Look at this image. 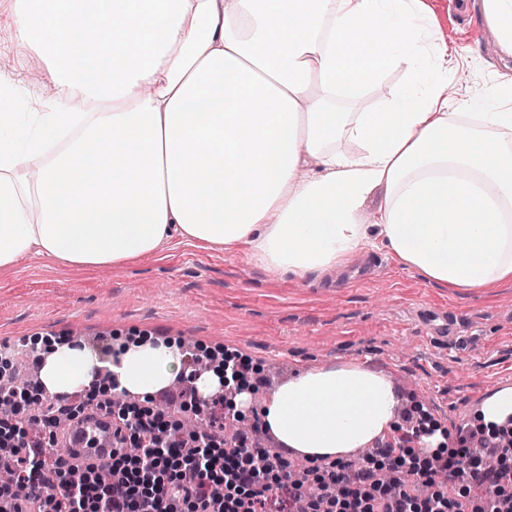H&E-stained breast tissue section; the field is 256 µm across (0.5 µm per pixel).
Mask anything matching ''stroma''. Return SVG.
Segmentation results:
<instances>
[{"mask_svg":"<svg viewBox=\"0 0 512 512\" xmlns=\"http://www.w3.org/2000/svg\"><path fill=\"white\" fill-rule=\"evenodd\" d=\"M435 36L453 49L455 78L448 92L458 111L494 79L512 76L486 23L480 0H427ZM0 73L17 96L0 100L7 112H40L51 91L45 65L3 36ZM166 259L146 258L74 276L50 259L24 256L0 270V351L24 358L29 341L91 338L111 343L137 335L178 339L189 350H228L248 358L258 377L287 382L298 372L336 363H364L390 376L403 410L419 408L456 439L478 424L484 401L512 388V282L477 293L436 286L372 252L337 276L273 275L237 249L186 244L166 247ZM436 307L456 318L454 336L440 340L415 318Z\"/></svg>","mask_w":512,"mask_h":512,"instance_id":"obj_1","label":"stroma"}]
</instances>
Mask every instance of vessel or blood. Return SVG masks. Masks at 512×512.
I'll use <instances>...</instances> for the list:
<instances>
[{
  "instance_id": "b4317fda",
  "label": "vessel or blood",
  "mask_w": 512,
  "mask_h": 512,
  "mask_svg": "<svg viewBox=\"0 0 512 512\" xmlns=\"http://www.w3.org/2000/svg\"><path fill=\"white\" fill-rule=\"evenodd\" d=\"M112 431L111 416L92 407L81 421L68 427L63 445L75 465L100 466L112 454Z\"/></svg>"
}]
</instances>
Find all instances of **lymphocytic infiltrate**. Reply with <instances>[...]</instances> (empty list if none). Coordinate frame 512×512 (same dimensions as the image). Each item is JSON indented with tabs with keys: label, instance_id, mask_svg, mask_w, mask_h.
<instances>
[{
	"label": "lymphocytic infiltrate",
	"instance_id": "f902f5d3",
	"mask_svg": "<svg viewBox=\"0 0 512 512\" xmlns=\"http://www.w3.org/2000/svg\"><path fill=\"white\" fill-rule=\"evenodd\" d=\"M44 455L14 448L10 460L26 492L1 485L0 512L24 502L31 512H270L275 501L300 512H328L335 501L344 512H415L423 485L438 489L421 506L425 512H505L512 502V468L496 463L512 456V442L494 443L473 430L459 431L447 456L423 467L418 453L402 456L389 442L359 464L333 461L312 479L243 428L220 448L203 431L178 444L115 454L78 474L60 459L49 479ZM217 485L223 498L211 494Z\"/></svg>",
	"mask_w": 512,
	"mask_h": 512
}]
</instances>
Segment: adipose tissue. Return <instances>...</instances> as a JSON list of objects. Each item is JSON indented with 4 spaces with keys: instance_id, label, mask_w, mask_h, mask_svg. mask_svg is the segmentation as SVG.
<instances>
[{
    "instance_id": "adipose-tissue-1",
    "label": "adipose tissue",
    "mask_w": 512,
    "mask_h": 512,
    "mask_svg": "<svg viewBox=\"0 0 512 512\" xmlns=\"http://www.w3.org/2000/svg\"><path fill=\"white\" fill-rule=\"evenodd\" d=\"M10 37L46 64L44 112L0 113V268L30 255L77 276L160 258L172 238L242 246L269 273L340 272L385 251L426 282L512 281V77L472 109L424 0H12ZM392 70L404 83L360 103ZM382 199L375 209L367 203ZM99 359L44 353L73 394ZM107 365L145 397L185 368L176 340ZM389 376L298 373L263 412L299 456L346 459L396 429Z\"/></svg>"
}]
</instances>
